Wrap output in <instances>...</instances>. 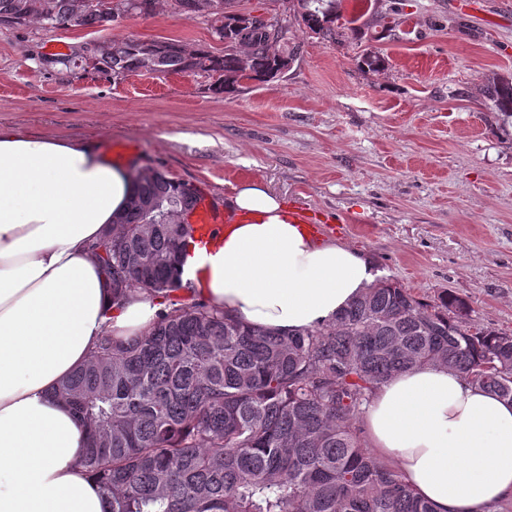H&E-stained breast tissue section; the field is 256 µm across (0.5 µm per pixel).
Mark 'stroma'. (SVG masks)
Returning a JSON list of instances; mask_svg holds the SVG:
<instances>
[{"label":"stroma","mask_w":512,"mask_h":512,"mask_svg":"<svg viewBox=\"0 0 512 512\" xmlns=\"http://www.w3.org/2000/svg\"><path fill=\"white\" fill-rule=\"evenodd\" d=\"M112 32L213 42L205 17L166 5ZM398 33L333 45L291 28L300 54L283 78L224 97L192 74L44 72L37 53L91 30L0 28V126L107 157L133 142L125 169H158L223 206L261 184L418 298L452 293L472 324L512 333V136L482 96L491 73L512 74V0H404ZM367 47L387 69L358 67Z\"/></svg>","instance_id":"stroma-1"}]
</instances>
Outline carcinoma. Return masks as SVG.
I'll return each instance as SVG.
<instances>
[{
  "mask_svg": "<svg viewBox=\"0 0 512 512\" xmlns=\"http://www.w3.org/2000/svg\"><path fill=\"white\" fill-rule=\"evenodd\" d=\"M167 0L188 19L204 16L224 49L188 50L172 39L144 65L146 40H106L93 63L73 53L53 55L52 72L92 70L120 80L130 74L193 73L215 95L247 80L282 77L300 54L289 23L333 45L361 29L339 22V0H288V22L248 15L231 22L239 0ZM73 0H0V27L39 24L67 30ZM160 0H125L128 16H148ZM401 9L374 10L387 37L396 36ZM122 16L95 0L83 28L108 30ZM358 64L387 68L369 48ZM483 93L512 126V77L489 76ZM135 194L160 203L154 224L127 208L93 249L120 288L165 298L169 258L184 249L188 214L198 193L159 170L132 177ZM469 305L451 293L424 302L390 278H380L335 321L295 333L246 325L204 303L173 300L141 336L102 337L89 360L62 380L54 396L74 412L88 435L79 471L101 486L109 512H435L402 474L366 446L358 425L363 407L395 374L439 365L512 400V333L469 325Z\"/></svg>",
  "mask_w": 512,
  "mask_h": 512,
  "instance_id": "1",
  "label": "carcinoma"
}]
</instances>
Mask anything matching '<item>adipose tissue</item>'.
<instances>
[{
    "label": "adipose tissue",
    "instance_id": "1",
    "mask_svg": "<svg viewBox=\"0 0 512 512\" xmlns=\"http://www.w3.org/2000/svg\"><path fill=\"white\" fill-rule=\"evenodd\" d=\"M127 171L90 144L0 127V512H107L77 462L86 435L49 391L102 336L144 333L164 304L114 302L89 247L125 211ZM238 220L183 280L237 320L294 333L333 321L378 276L371 257L289 221L255 183L237 188ZM364 432L436 512H484L512 498V402L440 366L392 377Z\"/></svg>",
    "mask_w": 512,
    "mask_h": 512
}]
</instances>
